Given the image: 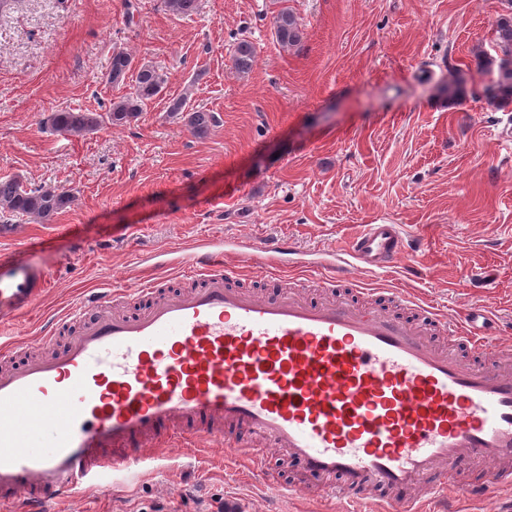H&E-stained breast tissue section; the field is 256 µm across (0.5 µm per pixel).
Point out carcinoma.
<instances>
[{
    "label": "carcinoma",
    "instance_id": "1",
    "mask_svg": "<svg viewBox=\"0 0 512 512\" xmlns=\"http://www.w3.org/2000/svg\"><path fill=\"white\" fill-rule=\"evenodd\" d=\"M166 10L181 16L196 11L198 0H163ZM277 43L284 49L297 50L301 47L303 31L297 17L289 10H281L273 19ZM497 44L502 57L493 59L478 53V64L495 74L492 85L486 89L489 106L501 108L512 104V18L500 20L497 30ZM255 45L242 40L235 47L232 61L241 73L250 71L255 58ZM135 74V87L131 96L112 103L109 111L82 112L62 109L44 118L45 126L60 135H84L97 130L107 122L124 126L139 117L144 106L163 89V78L152 65L137 64L127 50L116 48L112 51L107 81L121 83L129 73ZM187 123L198 137L207 136L216 124L213 113L196 110L188 113ZM74 193L60 186H42L28 189L18 178L0 179V219L17 213L28 215L42 223L52 221L56 215L70 207Z\"/></svg>",
    "mask_w": 512,
    "mask_h": 512
}]
</instances>
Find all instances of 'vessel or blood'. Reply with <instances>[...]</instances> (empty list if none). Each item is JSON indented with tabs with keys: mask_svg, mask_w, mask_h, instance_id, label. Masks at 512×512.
I'll return each instance as SVG.
<instances>
[{
	"mask_svg": "<svg viewBox=\"0 0 512 512\" xmlns=\"http://www.w3.org/2000/svg\"><path fill=\"white\" fill-rule=\"evenodd\" d=\"M277 247L202 240L185 265L197 288L138 293L137 313L112 311L115 293L92 297L75 336L48 357L0 370V503L54 512L77 493L113 488L144 462L143 447L171 434L236 446L252 465L265 448L293 458L303 478L349 503L386 490L410 512L459 460L512 481V373L492 364L505 346L486 305L463 323L404 299V313L343 299L314 303L291 292L257 297L229 286L243 269L273 266ZM409 254L395 225L370 224L329 264L331 287L355 288ZM47 279L0 261V322L27 312Z\"/></svg>",
	"mask_w": 512,
	"mask_h": 512,
	"instance_id": "obj_1",
	"label": "vessel or blood"
}]
</instances>
